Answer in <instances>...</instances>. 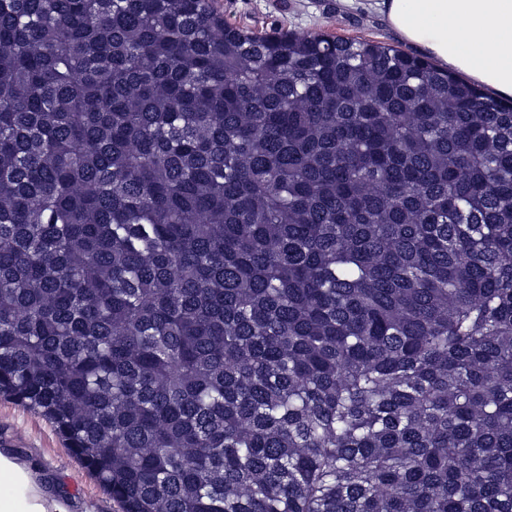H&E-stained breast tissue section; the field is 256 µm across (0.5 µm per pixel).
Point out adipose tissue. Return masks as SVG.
<instances>
[{
	"mask_svg": "<svg viewBox=\"0 0 512 512\" xmlns=\"http://www.w3.org/2000/svg\"><path fill=\"white\" fill-rule=\"evenodd\" d=\"M405 42L441 68L512 97V0H373ZM0 512H70L40 468L0 448Z\"/></svg>",
	"mask_w": 512,
	"mask_h": 512,
	"instance_id": "adipose-tissue-1",
	"label": "adipose tissue"
}]
</instances>
